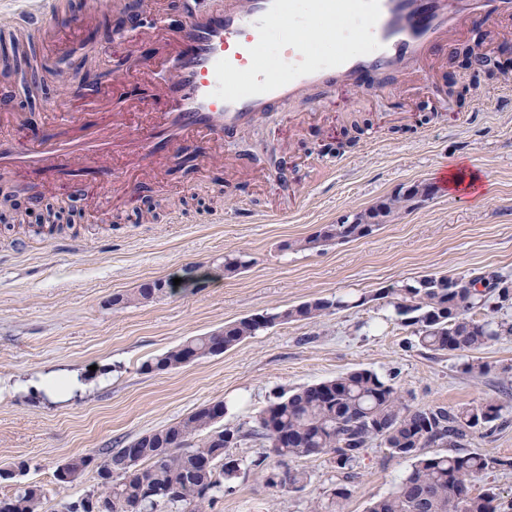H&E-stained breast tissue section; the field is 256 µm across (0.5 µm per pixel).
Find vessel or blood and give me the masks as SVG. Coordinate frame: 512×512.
<instances>
[{
  "instance_id": "vessel-or-blood-1",
  "label": "vessel or blood",
  "mask_w": 512,
  "mask_h": 512,
  "mask_svg": "<svg viewBox=\"0 0 512 512\" xmlns=\"http://www.w3.org/2000/svg\"><path fill=\"white\" fill-rule=\"evenodd\" d=\"M1 1L0 24L18 39L68 51L54 0ZM510 15L512 0H224L212 10L190 8L170 37L179 47L161 86L170 106L130 145L152 164L192 137L223 154L225 132L248 129L327 85L353 89L369 73L420 74L430 50L464 21ZM333 20L339 32L312 46L309 33ZM116 136L111 127L26 145L0 138V171L65 168L79 176L111 153Z\"/></svg>"
}]
</instances>
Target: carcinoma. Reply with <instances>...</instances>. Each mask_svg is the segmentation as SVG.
<instances>
[{
  "label": "carcinoma",
  "instance_id": "carcinoma-1",
  "mask_svg": "<svg viewBox=\"0 0 512 512\" xmlns=\"http://www.w3.org/2000/svg\"><path fill=\"white\" fill-rule=\"evenodd\" d=\"M5 67L30 74V82L45 89V82L24 50L3 58ZM364 128L355 123L336 140L341 154L356 145ZM413 184L355 214L354 224H325L314 235L294 244L300 250L316 249L331 242H350L372 235L406 209L404 195ZM501 275L481 277L483 289L450 288L448 275L430 274L412 284H395L374 295L355 300L318 298L281 312L257 313L224 325V329L194 336L152 358L147 372H164L195 359L216 356L286 321H316L331 310L358 307L384 299L393 306L400 324L411 329L420 347L437 354L472 353L494 343L512 340V295L497 294ZM162 280L112 297V305L145 304L164 295ZM507 405L486 400L477 405L449 408L445 405L413 406L391 380L370 369H357L301 386L276 397L244 431L219 425V414L204 406L186 418L145 433L133 442L138 448L130 462L123 448H108L96 461L97 483L89 496L112 502V512H212L224 489L241 472L264 473L271 488L300 490L310 483L309 473L289 462L310 456H326L344 483L328 494V505L316 500L308 512H346L352 495L350 482L364 452L379 442L392 456L410 462L408 473L385 496L373 499L366 512H508L496 488L473 491L472 482L499 467H512L511 459L464 451L474 430L507 422ZM246 440L266 444V452L250 461L233 458L228 445ZM439 451L430 453L428 449ZM95 461L93 456L70 459L63 476L54 475L58 489L80 482ZM47 490L35 484L13 483L0 497V512H42Z\"/></svg>",
  "mask_w": 512,
  "mask_h": 512
}]
</instances>
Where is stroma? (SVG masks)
<instances>
[{
    "mask_svg": "<svg viewBox=\"0 0 512 512\" xmlns=\"http://www.w3.org/2000/svg\"><path fill=\"white\" fill-rule=\"evenodd\" d=\"M477 28L464 24L449 39L423 79L400 77L380 89L327 88L314 101L270 113L249 130L225 138L224 154L198 150L192 170L177 173L171 160L157 167L118 154L108 177L84 184L65 173L22 171L0 180L33 209L0 214V464L24 459V482L50 489L43 512H56L54 471L76 456L100 455L181 420L211 402L228 406L224 425L250 428L282 392L369 368L408 392L415 404L459 407L494 398L512 405V341L480 353L482 375L463 371L464 356L436 355L416 345L392 306L375 300L380 289L425 274L495 271L512 277V109L495 101L512 86V73L483 81L466 103L439 110L431 89H444L449 52L474 44ZM175 55L160 39L141 42L136 31L99 44L92 66L101 79L91 97L69 111L99 125L123 124L146 134L149 113L163 109L157 86L171 71L142 66L158 51ZM79 53L42 57L50 75L40 102L29 104L19 83L0 80V134L24 144L35 131L73 135L54 124L47 102L64 96ZM441 119L422 123L424 114ZM373 128L344 156L322 151L351 114ZM288 158V183L272 174ZM478 170V193L444 186L442 175ZM136 180L130 195L110 191L113 181ZM415 183L432 194L399 213L371 236L313 250L296 240L335 223L344 213L375 205ZM72 202L74 228L41 233L46 206ZM224 216L212 223L213 214ZM243 252L238 274L219 271L225 255ZM208 272L206 288L176 290L148 304L116 306L113 295L142 284L180 277L185 267ZM366 295L368 303L318 322H290L170 372L142 365L193 336L215 332L243 316L280 311L337 295ZM49 376L75 378L64 395L45 398ZM310 483L300 491L267 487L260 472L240 475L214 512H308L312 500L342 477L326 458L295 460ZM408 463L380 445L364 454L348 512H364L405 474Z\"/></svg>",
    "mask_w": 512,
    "mask_h": 512,
    "instance_id": "35a3bbf8",
    "label": "stroma"
}]
</instances>
